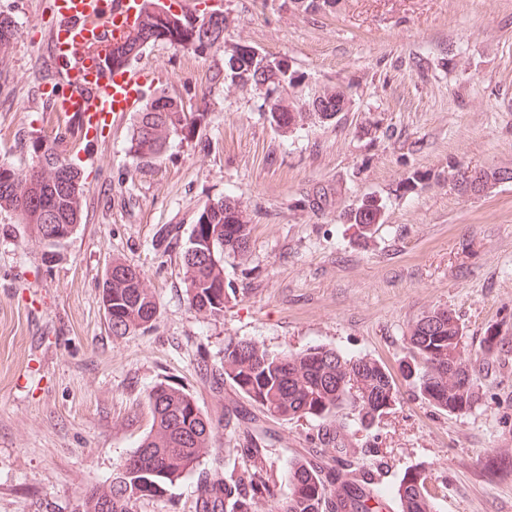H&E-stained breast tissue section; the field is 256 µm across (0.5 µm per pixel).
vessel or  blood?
Wrapping results in <instances>:
<instances>
[{
	"label": "vessel or blood",
	"mask_w": 512,
	"mask_h": 512,
	"mask_svg": "<svg viewBox=\"0 0 512 512\" xmlns=\"http://www.w3.org/2000/svg\"><path fill=\"white\" fill-rule=\"evenodd\" d=\"M142 5L143 0H50V103L61 118L97 130L110 125L113 116L138 108L145 86L142 71L114 65L90 49L118 41L135 28Z\"/></svg>",
	"instance_id": "b4317fda"
}]
</instances>
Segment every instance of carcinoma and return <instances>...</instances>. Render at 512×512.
I'll use <instances>...</instances> for the list:
<instances>
[{"mask_svg":"<svg viewBox=\"0 0 512 512\" xmlns=\"http://www.w3.org/2000/svg\"><path fill=\"white\" fill-rule=\"evenodd\" d=\"M200 17L210 19L214 37L202 39V27L196 20L172 12L163 0H144L138 26L121 44L107 47L106 55L126 64L156 41L201 55L220 51L224 47V14L209 11ZM15 37L12 22L0 18V54L8 53ZM213 80L241 89L262 83L274 92L283 83H293L278 66L261 60L237 75L230 58ZM344 96V91L327 87L304 109L280 95L276 100L279 109L297 114L302 123L322 122L324 116L318 109L334 115ZM208 110L202 100L194 111L187 112L181 101L160 91L137 113L128 154L142 167L161 164L168 141L195 134L197 125L206 121ZM31 148L35 161L28 169L0 164V215L13 216L16 223L26 225L31 238L45 248L47 211H54L57 224H79L83 191L79 168L55 143L34 139ZM499 173V169H483L470 177L461 174L455 185L465 194L478 195L496 185ZM350 220L359 236L366 238L384 222L383 207L365 211L360 206ZM197 223L202 226L205 252H192L191 242L181 252L187 303L196 312L221 316L226 300L224 256L246 255L252 226L240 203L229 197L206 203ZM102 292L112 296V312L106 314L112 335L144 332L157 320L155 297L144 274L121 259L112 260V276L104 277ZM462 336L457 316L439 308L418 319L407 337L406 380L421 399L448 413H465L478 399L477 377L463 358ZM222 369L224 381L258 411L284 422L312 416L331 424L348 408L366 429L389 409L397 395L390 370L380 362L346 358L320 346L273 353L251 341L230 342L224 348ZM146 405L152 419L150 431L110 482L82 493L78 512H133L136 502L164 497L176 481L219 452L211 439L221 421L206 415L190 393L160 384L149 392ZM240 452L250 461L242 472L226 477L215 469L202 475L195 512H258L274 497L256 443ZM288 484V497L277 506L278 512H377L382 508L378 492L352 463L336 456L327 458L320 449L290 462ZM396 497L400 512H433L426 478L418 472L402 478Z\"/></svg>","mask_w":512,"mask_h":512,"instance_id":"obj_1","label":"carcinoma"}]
</instances>
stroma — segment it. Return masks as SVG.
Segmentation results:
<instances>
[{
  "label": "stroma",
  "mask_w": 512,
  "mask_h": 512,
  "mask_svg": "<svg viewBox=\"0 0 512 512\" xmlns=\"http://www.w3.org/2000/svg\"><path fill=\"white\" fill-rule=\"evenodd\" d=\"M221 3L223 51L159 41L136 60L147 92L209 104L194 137L142 169L127 153L133 113L96 134L52 112L46 0H0L18 27L0 60V161L28 168L38 136L83 171L81 221L55 259L23 225L0 223V512H75L149 431L145 399L160 383L228 417L213 438L222 455L203 469L245 468L233 450L257 410L219 376L231 340L275 353L324 346L389 368L393 406L367 429L342 417L344 445L374 474L385 512H399L395 491L411 470L426 476L434 512H512V181L466 197L451 179L458 167L512 170V0H340L332 12ZM240 44L288 59L290 102L336 87L349 111L278 132L262 91L210 80ZM225 196L241 202L252 234L246 258L224 264L215 318L189 308L179 256L205 203ZM371 196L384 222L362 241L347 214ZM164 224L179 234L161 249ZM116 257L143 272L158 308L154 327L124 337L101 303ZM437 308L459 316L478 378L462 414L421 400L401 370L412 325ZM491 327L502 346L486 354ZM263 425L282 500L290 461L317 447L323 422ZM197 478L135 512H195Z\"/></svg>",
  "instance_id": "stroma-1"
}]
</instances>
